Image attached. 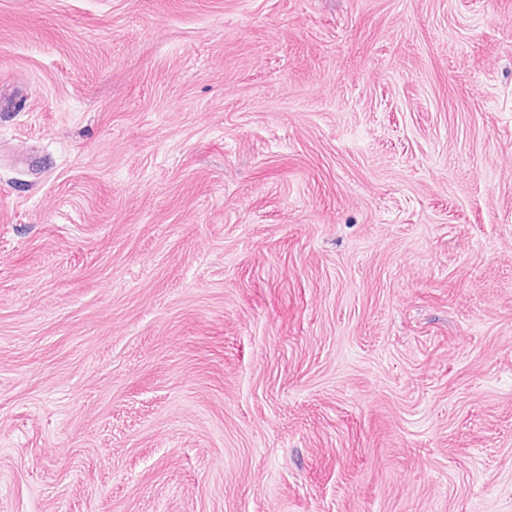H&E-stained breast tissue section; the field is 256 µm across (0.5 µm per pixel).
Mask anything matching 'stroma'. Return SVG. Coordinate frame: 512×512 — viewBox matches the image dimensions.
<instances>
[{
	"instance_id": "1",
	"label": "stroma",
	"mask_w": 512,
	"mask_h": 512,
	"mask_svg": "<svg viewBox=\"0 0 512 512\" xmlns=\"http://www.w3.org/2000/svg\"><path fill=\"white\" fill-rule=\"evenodd\" d=\"M0 512H512V0H0Z\"/></svg>"
}]
</instances>
